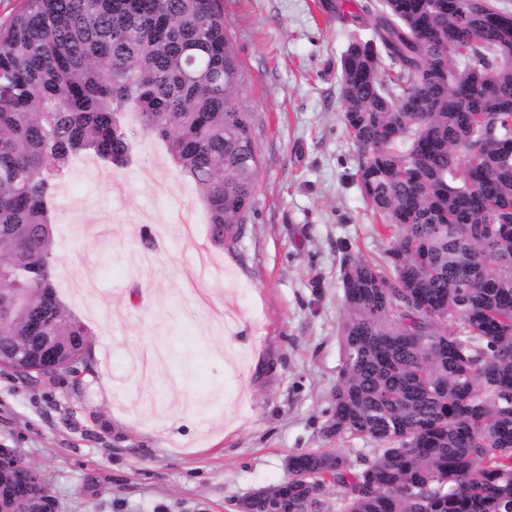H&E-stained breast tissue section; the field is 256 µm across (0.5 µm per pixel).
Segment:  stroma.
I'll return each instance as SVG.
<instances>
[{
	"mask_svg": "<svg viewBox=\"0 0 512 512\" xmlns=\"http://www.w3.org/2000/svg\"><path fill=\"white\" fill-rule=\"evenodd\" d=\"M260 160L234 237L210 242L163 144L132 132L116 169L81 154L55 199L59 295L93 371L35 385L0 368V445L45 474L59 512H229L285 476L341 367V262L388 243L354 180L337 63L366 0H222ZM221 273L195 279L201 260ZM371 453L369 439L340 440Z\"/></svg>",
	"mask_w": 512,
	"mask_h": 512,
	"instance_id": "1",
	"label": "stroma"
}]
</instances>
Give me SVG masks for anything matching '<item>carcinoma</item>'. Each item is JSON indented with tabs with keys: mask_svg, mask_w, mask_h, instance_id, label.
Returning <instances> with one entry per match:
<instances>
[{
	"mask_svg": "<svg viewBox=\"0 0 512 512\" xmlns=\"http://www.w3.org/2000/svg\"><path fill=\"white\" fill-rule=\"evenodd\" d=\"M338 64L378 258L345 255L341 368L322 435L289 455L282 512H512V11L500 0H374ZM221 0H22L0 28V302L25 297L0 364L33 384L92 367L54 283L53 199L70 160L126 167L131 126L164 144L215 245L259 168ZM4 512H44L23 468Z\"/></svg>",
	"mask_w": 512,
	"mask_h": 512,
	"instance_id": "1",
	"label": "carcinoma"
}]
</instances>
